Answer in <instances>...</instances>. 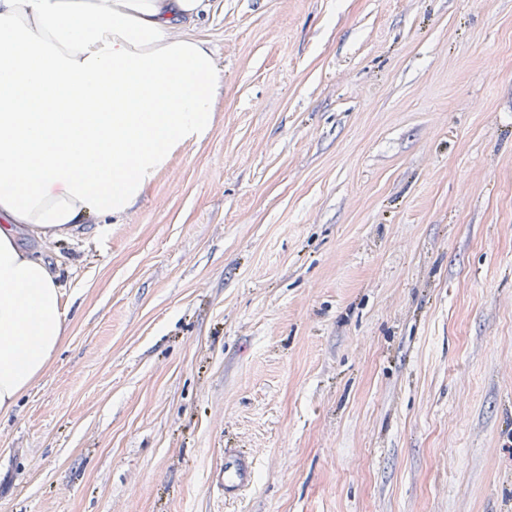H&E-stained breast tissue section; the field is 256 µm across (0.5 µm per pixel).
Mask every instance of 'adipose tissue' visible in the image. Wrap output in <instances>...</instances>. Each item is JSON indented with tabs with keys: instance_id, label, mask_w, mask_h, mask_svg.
<instances>
[{
	"instance_id": "1",
	"label": "adipose tissue",
	"mask_w": 512,
	"mask_h": 512,
	"mask_svg": "<svg viewBox=\"0 0 512 512\" xmlns=\"http://www.w3.org/2000/svg\"><path fill=\"white\" fill-rule=\"evenodd\" d=\"M204 0H0V414L52 365L69 302L25 250L125 214L212 123L224 72L185 28Z\"/></svg>"
}]
</instances>
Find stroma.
I'll use <instances>...</instances> for the list:
<instances>
[{
  "label": "stroma",
  "instance_id": "35a3bbf8",
  "mask_svg": "<svg viewBox=\"0 0 512 512\" xmlns=\"http://www.w3.org/2000/svg\"><path fill=\"white\" fill-rule=\"evenodd\" d=\"M208 2L210 128L45 246L0 512H512V0ZM254 478L251 458L238 448L224 451V495L237 496L249 487Z\"/></svg>",
  "mask_w": 512,
  "mask_h": 512
}]
</instances>
